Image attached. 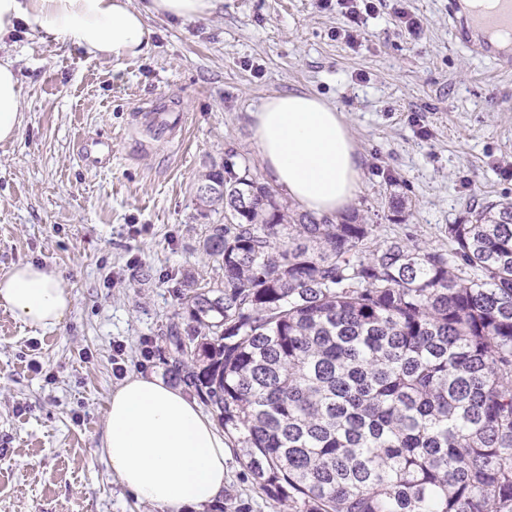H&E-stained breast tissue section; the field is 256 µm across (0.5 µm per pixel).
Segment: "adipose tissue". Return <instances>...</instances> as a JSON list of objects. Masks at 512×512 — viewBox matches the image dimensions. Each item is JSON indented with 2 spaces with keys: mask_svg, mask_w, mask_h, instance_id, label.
I'll return each instance as SVG.
<instances>
[{
  "mask_svg": "<svg viewBox=\"0 0 512 512\" xmlns=\"http://www.w3.org/2000/svg\"><path fill=\"white\" fill-rule=\"evenodd\" d=\"M224 0H0V38L24 27L70 42L89 57L135 58L150 47L149 18L181 21L216 13ZM23 109L17 71L0 58V142L16 139ZM267 176L305 210L330 218L360 187L362 166L341 112L319 96L277 93L249 115ZM0 307L38 329L72 307L66 284L32 263L0 276ZM102 448L109 466L155 512H199L224 493V436L197 403L157 378L132 375L112 393Z\"/></svg>",
  "mask_w": 512,
  "mask_h": 512,
  "instance_id": "ef3b65f1",
  "label": "adipose tissue"
}]
</instances>
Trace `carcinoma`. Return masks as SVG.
Listing matches in <instances>:
<instances>
[{
  "instance_id": "carcinoma-1",
  "label": "carcinoma",
  "mask_w": 512,
  "mask_h": 512,
  "mask_svg": "<svg viewBox=\"0 0 512 512\" xmlns=\"http://www.w3.org/2000/svg\"><path fill=\"white\" fill-rule=\"evenodd\" d=\"M215 277L181 274L170 372L217 412L288 512H512V202L471 205L448 249L379 243L210 161Z\"/></svg>"
}]
</instances>
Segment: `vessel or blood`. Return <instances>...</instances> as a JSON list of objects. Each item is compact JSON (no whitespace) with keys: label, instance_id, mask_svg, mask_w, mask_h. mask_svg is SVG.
<instances>
[{"label":"vessel or blood","instance_id":"b4317fda","mask_svg":"<svg viewBox=\"0 0 512 512\" xmlns=\"http://www.w3.org/2000/svg\"><path fill=\"white\" fill-rule=\"evenodd\" d=\"M512 32V0H495L487 12L469 9L466 0H448V37L452 45L489 61L502 73L512 72V49L495 40L499 31Z\"/></svg>","mask_w":512,"mask_h":512}]
</instances>
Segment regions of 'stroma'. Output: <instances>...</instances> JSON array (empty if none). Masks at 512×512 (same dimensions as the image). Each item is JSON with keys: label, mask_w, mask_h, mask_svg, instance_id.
Masks as SVG:
<instances>
[{"label": "stroma", "mask_w": 512, "mask_h": 512, "mask_svg": "<svg viewBox=\"0 0 512 512\" xmlns=\"http://www.w3.org/2000/svg\"><path fill=\"white\" fill-rule=\"evenodd\" d=\"M380 0L357 44L320 0H224L221 13L152 21L147 54L89 60L28 29L0 39L19 71L18 138L0 143V275L54 266L72 308L32 330L0 308V512H153L109 468L107 399L126 375L172 383L166 324L187 326L179 277L213 275L199 241L194 183L233 156L262 174L248 115L270 95L309 92L337 105L363 177L351 209L378 241L446 245L468 206L512 199V75L448 43V0H405L419 35ZM86 138L112 163L85 165ZM403 197L404 213L391 201ZM224 493L201 512H288L226 451Z\"/></svg>", "instance_id": "stroma-1"}]
</instances>
